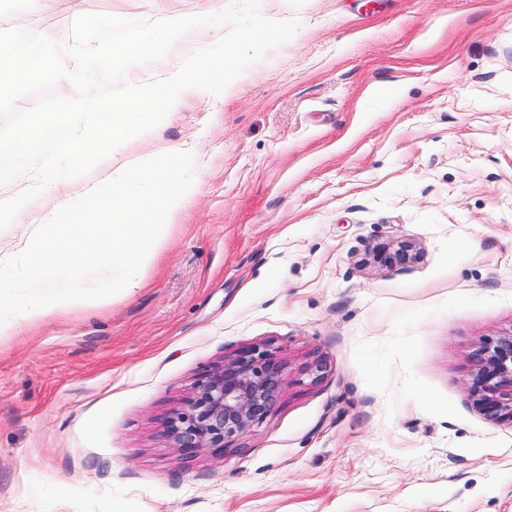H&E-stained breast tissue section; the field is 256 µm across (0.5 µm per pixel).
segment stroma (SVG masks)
I'll return each mask as SVG.
<instances>
[{"label":"stroma","mask_w":512,"mask_h":512,"mask_svg":"<svg viewBox=\"0 0 512 512\" xmlns=\"http://www.w3.org/2000/svg\"><path fill=\"white\" fill-rule=\"evenodd\" d=\"M231 2L0 0V29L65 43L84 14ZM260 12L300 27L82 176L194 156L139 288L0 336V512H512V421L469 391L481 343L512 336V0ZM401 241L418 259L374 261ZM250 346L290 372L266 419L220 457L172 448L165 420Z\"/></svg>","instance_id":"1"}]
</instances>
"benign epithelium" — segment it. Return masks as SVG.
Masks as SVG:
<instances>
[{
    "instance_id": "7a95c632",
    "label": "benign epithelium",
    "mask_w": 512,
    "mask_h": 512,
    "mask_svg": "<svg viewBox=\"0 0 512 512\" xmlns=\"http://www.w3.org/2000/svg\"><path fill=\"white\" fill-rule=\"evenodd\" d=\"M377 262L416 258L414 246L401 241L392 250L374 251ZM471 382L476 406L497 418L512 420V336L482 343ZM289 370L274 352L249 347L224 359L197 381L183 408L166 422L173 447L185 453L218 456L259 425L289 384Z\"/></svg>"
}]
</instances>
